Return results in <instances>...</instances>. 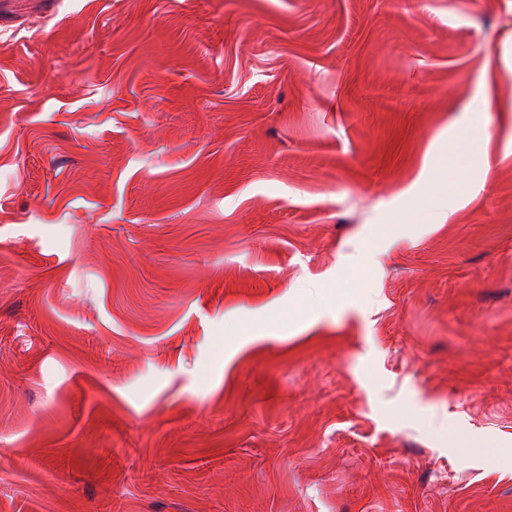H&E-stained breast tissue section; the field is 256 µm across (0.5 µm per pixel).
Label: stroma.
<instances>
[{
	"mask_svg": "<svg viewBox=\"0 0 512 512\" xmlns=\"http://www.w3.org/2000/svg\"><path fill=\"white\" fill-rule=\"evenodd\" d=\"M456 438L512 445V0H0V512H512ZM416 217L415 210L411 208H400L391 214L389 224H380L376 229L374 237L383 242H391L395 238L397 224L414 223Z\"/></svg>",
	"mask_w": 512,
	"mask_h": 512,
	"instance_id": "35a3bbf8",
	"label": "stroma"
}]
</instances>
